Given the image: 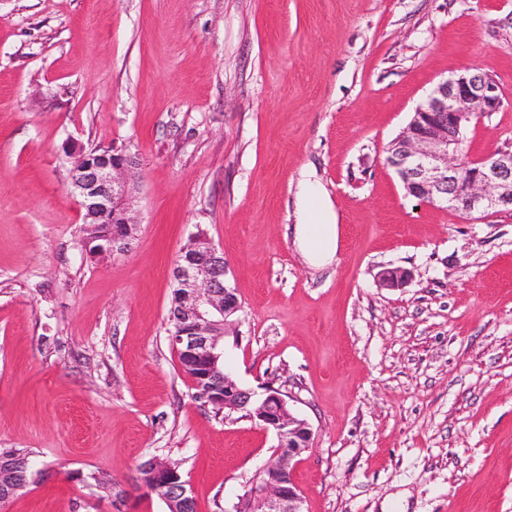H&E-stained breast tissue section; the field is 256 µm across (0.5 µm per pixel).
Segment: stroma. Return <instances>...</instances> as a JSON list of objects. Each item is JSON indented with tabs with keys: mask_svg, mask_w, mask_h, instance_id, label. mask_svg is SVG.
I'll return each instance as SVG.
<instances>
[{
	"mask_svg": "<svg viewBox=\"0 0 512 512\" xmlns=\"http://www.w3.org/2000/svg\"><path fill=\"white\" fill-rule=\"evenodd\" d=\"M468 67L505 97L471 155L512 149V0H0V448L46 473L0 512H165L154 456L229 512L266 464L274 431L195 399L168 339L200 230L241 304L226 371L313 432L303 512H512V214L419 202L386 162ZM69 139L138 157L129 254H86ZM306 168L342 214L323 268L295 238Z\"/></svg>",
	"mask_w": 512,
	"mask_h": 512,
	"instance_id": "stroma-1",
	"label": "stroma"
}]
</instances>
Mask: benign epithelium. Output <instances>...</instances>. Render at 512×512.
I'll return each mask as SVG.
<instances>
[{"label": "benign epithelium", "instance_id": "benign-epithelium-1", "mask_svg": "<svg viewBox=\"0 0 512 512\" xmlns=\"http://www.w3.org/2000/svg\"><path fill=\"white\" fill-rule=\"evenodd\" d=\"M503 106L499 84L484 71L467 68L439 83L388 148L387 163L407 194L470 216L512 213V150L480 157L465 150L473 118L499 112ZM64 149L71 158L70 187L84 210V223L113 225L103 254L129 252L138 230L134 205L139 186L132 178L137 157L113 149L91 155L73 141ZM170 278L178 302L168 317L169 340L184 359L180 367L191 369L187 377L197 395L223 407L227 415L240 412L273 430L278 440L231 512H242L246 504L247 512H302L293 470L295 458L310 446L309 424L290 411L280 393L269 390L259 395L224 369L223 340L241 310L227 280L224 250L198 231L172 265ZM407 278L398 267L380 274L390 288ZM11 461L0 457V495L6 499L41 480L36 474L17 473ZM139 480L150 495L171 506L180 503L183 512L191 504L189 481L166 459L151 458Z\"/></svg>", "mask_w": 512, "mask_h": 512}]
</instances>
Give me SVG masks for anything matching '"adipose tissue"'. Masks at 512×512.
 I'll return each mask as SVG.
<instances>
[{"mask_svg":"<svg viewBox=\"0 0 512 512\" xmlns=\"http://www.w3.org/2000/svg\"><path fill=\"white\" fill-rule=\"evenodd\" d=\"M298 198L303 219L296 228V242L310 264L328 266L333 263L339 249V215L311 171L302 174Z\"/></svg>","mask_w":512,"mask_h":512,"instance_id":"ef3b65f1","label":"adipose tissue"}]
</instances>
